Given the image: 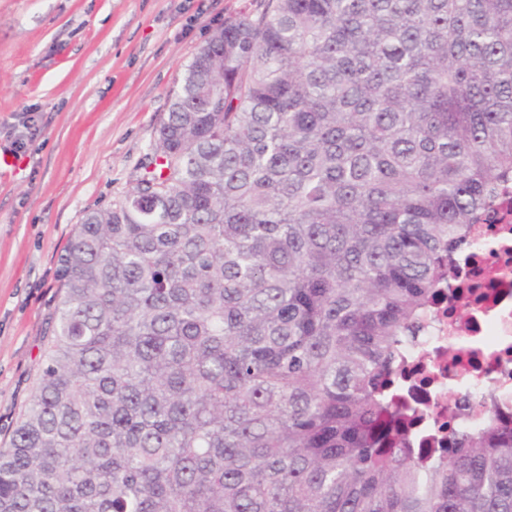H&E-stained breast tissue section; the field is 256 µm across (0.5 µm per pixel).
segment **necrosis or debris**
Instances as JSON below:
<instances>
[{
	"mask_svg": "<svg viewBox=\"0 0 512 512\" xmlns=\"http://www.w3.org/2000/svg\"><path fill=\"white\" fill-rule=\"evenodd\" d=\"M455 288L434 307L401 387L405 397L437 402L441 427L430 438L433 448L448 437L444 423L473 426L484 406L495 405L512 420V215L477 225ZM452 340L458 344L454 358L448 355ZM452 404L457 411L450 419Z\"/></svg>",
	"mask_w": 512,
	"mask_h": 512,
	"instance_id": "1",
	"label": "necrosis or debris"
}]
</instances>
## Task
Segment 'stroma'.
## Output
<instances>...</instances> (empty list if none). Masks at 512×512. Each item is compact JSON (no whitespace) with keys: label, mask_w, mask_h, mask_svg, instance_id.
I'll list each match as a JSON object with an SVG mask.
<instances>
[{"label":"stroma","mask_w":512,"mask_h":512,"mask_svg":"<svg viewBox=\"0 0 512 512\" xmlns=\"http://www.w3.org/2000/svg\"><path fill=\"white\" fill-rule=\"evenodd\" d=\"M260 0H0V446L42 367L76 224L128 191L169 94L226 15Z\"/></svg>","instance_id":"stroma-1"}]
</instances>
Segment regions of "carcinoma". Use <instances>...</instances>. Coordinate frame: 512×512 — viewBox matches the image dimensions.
Returning a JSON list of instances; mask_svg holds the SVG:
<instances>
[{
    "label": "carcinoma",
    "mask_w": 512,
    "mask_h": 512,
    "mask_svg": "<svg viewBox=\"0 0 512 512\" xmlns=\"http://www.w3.org/2000/svg\"><path fill=\"white\" fill-rule=\"evenodd\" d=\"M512 195V0H265L58 260L0 512H512L493 409L389 387Z\"/></svg>",
    "instance_id": "obj_1"
}]
</instances>
